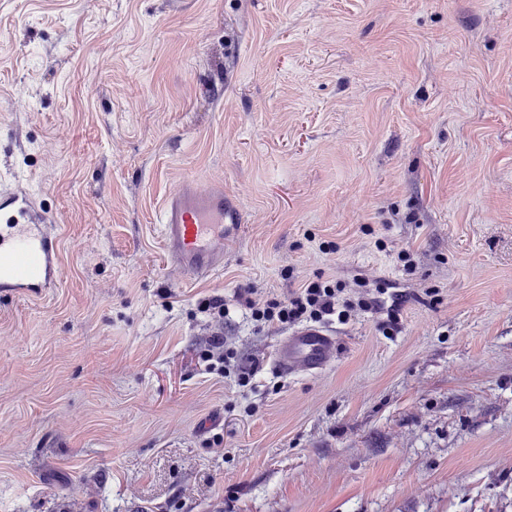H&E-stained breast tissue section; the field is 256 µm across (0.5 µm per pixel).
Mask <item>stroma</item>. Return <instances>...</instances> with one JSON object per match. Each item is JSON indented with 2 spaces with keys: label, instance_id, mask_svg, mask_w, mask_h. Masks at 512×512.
Listing matches in <instances>:
<instances>
[{
  "label": "stroma",
  "instance_id": "35a3bbf8",
  "mask_svg": "<svg viewBox=\"0 0 512 512\" xmlns=\"http://www.w3.org/2000/svg\"><path fill=\"white\" fill-rule=\"evenodd\" d=\"M20 182L61 271L0 290V512H512V0H0ZM189 183L243 215L205 279L160 231ZM319 276L400 332L289 376L288 328L200 307ZM206 361L215 358L218 364H222L218 371L224 373V377H234L235 381L241 387L248 386L250 381V374L238 364H234L233 353L226 349V340L224 336H214L208 343L207 353L205 354Z\"/></svg>",
  "mask_w": 512,
  "mask_h": 512
}]
</instances>
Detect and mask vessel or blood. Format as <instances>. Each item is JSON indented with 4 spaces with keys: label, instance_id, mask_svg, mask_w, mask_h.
Instances as JSON below:
<instances>
[{
    "label": "vessel or blood",
    "instance_id": "1",
    "mask_svg": "<svg viewBox=\"0 0 512 512\" xmlns=\"http://www.w3.org/2000/svg\"><path fill=\"white\" fill-rule=\"evenodd\" d=\"M14 215L0 225V288L19 295L46 292L57 286L60 253L47 231L48 215L39 212L24 188L12 193ZM242 221L238 207L225 204L224 192L181 191L161 213L162 235L172 265L197 277L215 274L222 266L224 230ZM336 352V338L321 326H305L277 344L276 365L284 374L316 373Z\"/></svg>",
    "mask_w": 512,
    "mask_h": 512
}]
</instances>
